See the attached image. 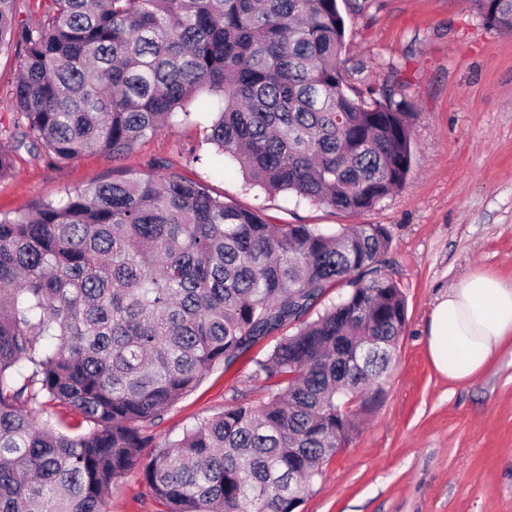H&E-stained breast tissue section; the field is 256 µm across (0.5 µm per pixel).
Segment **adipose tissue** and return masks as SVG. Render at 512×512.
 <instances>
[{
    "mask_svg": "<svg viewBox=\"0 0 512 512\" xmlns=\"http://www.w3.org/2000/svg\"><path fill=\"white\" fill-rule=\"evenodd\" d=\"M512 333V283L477 273L449 288L434 307L428 348L448 380L464 382L480 373Z\"/></svg>",
    "mask_w": 512,
    "mask_h": 512,
    "instance_id": "1",
    "label": "adipose tissue"
}]
</instances>
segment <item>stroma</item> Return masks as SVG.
Wrapping results in <instances>:
<instances>
[{
    "label": "stroma",
    "instance_id": "35a3bbf8",
    "mask_svg": "<svg viewBox=\"0 0 512 512\" xmlns=\"http://www.w3.org/2000/svg\"><path fill=\"white\" fill-rule=\"evenodd\" d=\"M338 5L350 83L387 88L416 114L406 184L373 210L351 216L250 186L208 142L217 113L203 93L188 116H175L116 160L14 152L11 174L0 179V215L102 181L176 174L274 224H308L327 235L351 223L383 225L386 258L406 298L405 329L380 398L296 512H512V335L465 382L436 372L426 347L431 311L449 288L478 271L512 282V32L490 29L467 0ZM276 342L268 337L230 369L207 372L152 427L155 445L224 407L266 402L253 361ZM106 512L162 507L129 474L113 485Z\"/></svg>",
    "mask_w": 512,
    "mask_h": 512
}]
</instances>
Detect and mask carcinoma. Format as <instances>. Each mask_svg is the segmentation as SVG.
<instances>
[{"label": "carcinoma", "mask_w": 512, "mask_h": 512, "mask_svg": "<svg viewBox=\"0 0 512 512\" xmlns=\"http://www.w3.org/2000/svg\"><path fill=\"white\" fill-rule=\"evenodd\" d=\"M468 3L512 31V0ZM344 37L337 0H0L13 142L119 159L205 89L209 139L251 181L362 214L405 185L413 113L348 83ZM389 245L381 224H270L177 175L0 218V512H104L135 471L164 512H295L358 433L404 329ZM276 334L255 361L265 405L227 406L143 460L146 428ZM45 399L82 431L35 426Z\"/></svg>", "instance_id": "cac0c4a2"}]
</instances>
